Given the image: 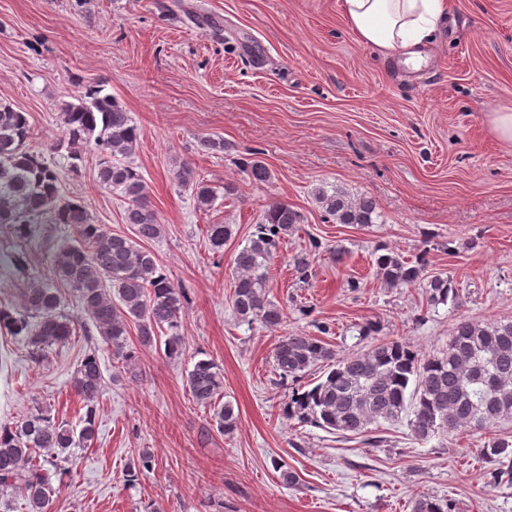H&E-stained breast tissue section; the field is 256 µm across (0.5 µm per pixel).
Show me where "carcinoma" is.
<instances>
[{
    "mask_svg": "<svg viewBox=\"0 0 512 512\" xmlns=\"http://www.w3.org/2000/svg\"><path fill=\"white\" fill-rule=\"evenodd\" d=\"M65 137L46 154L29 145L27 113L0 102V224L24 247L40 224H63L73 235L52 246L55 281L31 277L20 303L0 307V331L19 337L39 356L54 345L69 342L76 333L66 313L74 304L84 315L86 339L98 335L112 350V359L135 364L136 350L164 345L178 354L184 296L159 267L145 244L158 239V223L148 186L129 161L140 129L104 86L93 83L59 107ZM99 154L98 180L126 204L124 223L130 233H112L92 221L75 199L61 194L60 176L81 170L86 155ZM249 181L266 184L272 173L259 159L245 169ZM175 179L194 191L198 209L213 206L216 191L197 180L191 163H179ZM325 220L367 227L378 216L370 196H351L335 189L315 191ZM300 213L285 202L271 203L251 238L233 259L235 278L230 302L242 322L258 320L267 326L283 322V308L270 294V268ZM232 236L229 224H210L207 238L215 252ZM377 277L387 288L412 286L423 280L425 265L391 252L377 257ZM428 303L456 298L448 278L433 276L425 285ZM137 340H132L131 332ZM273 366L281 377L300 379L320 363L332 362L324 380L288 396V417L343 437L360 436L379 446L375 428L383 422L408 419L413 436L421 441L455 431L486 430L512 422V320L483 323L457 321L440 356L422 358L399 340L380 342L363 352L335 359L322 340L302 332L283 337L273 349ZM98 349L84 352L74 373V390L87 410L76 429L44 411L0 427V505L9 508L17 493L26 512H52L57 489L51 477H63L64 463L74 449L86 447L96 436L95 403L103 389ZM193 400L214 412L218 430L229 433L238 415L223 401L221 370L199 360L186 374ZM483 458L497 465L496 483H512V439L495 437L481 449ZM412 512H453L452 504L422 496Z\"/></svg>",
    "mask_w": 512,
    "mask_h": 512,
    "instance_id": "obj_1",
    "label": "carcinoma"
}]
</instances>
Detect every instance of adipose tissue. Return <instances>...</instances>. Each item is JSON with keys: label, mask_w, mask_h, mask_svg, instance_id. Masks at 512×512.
<instances>
[{"label": "adipose tissue", "mask_w": 512, "mask_h": 512, "mask_svg": "<svg viewBox=\"0 0 512 512\" xmlns=\"http://www.w3.org/2000/svg\"><path fill=\"white\" fill-rule=\"evenodd\" d=\"M342 13L356 40L388 60L408 66L425 50L448 15L447 0H342Z\"/></svg>", "instance_id": "adipose-tissue-1"}]
</instances>
